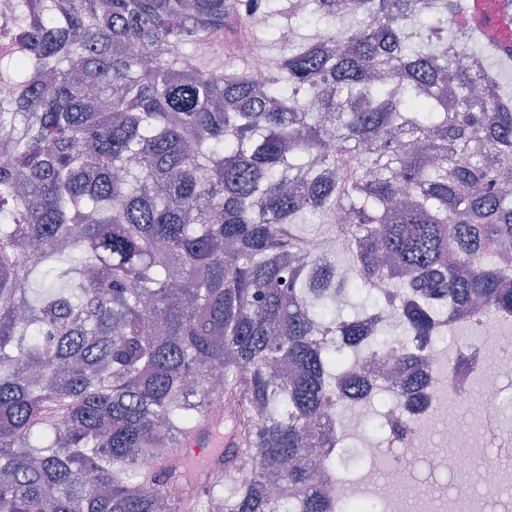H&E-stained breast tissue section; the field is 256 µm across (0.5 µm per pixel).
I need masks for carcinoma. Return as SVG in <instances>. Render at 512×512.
Instances as JSON below:
<instances>
[{"label":"carcinoma","instance_id":"cac0c4a2","mask_svg":"<svg viewBox=\"0 0 512 512\" xmlns=\"http://www.w3.org/2000/svg\"><path fill=\"white\" fill-rule=\"evenodd\" d=\"M273 2L3 0L0 512H331L315 449L377 388L362 351L402 375L441 310L512 318V86L491 63L512 0L469 28L464 0ZM308 8L335 30L273 31L262 86L248 58L198 61ZM362 289L396 318L336 314ZM226 402L206 472L174 465Z\"/></svg>","mask_w":512,"mask_h":512}]
</instances>
